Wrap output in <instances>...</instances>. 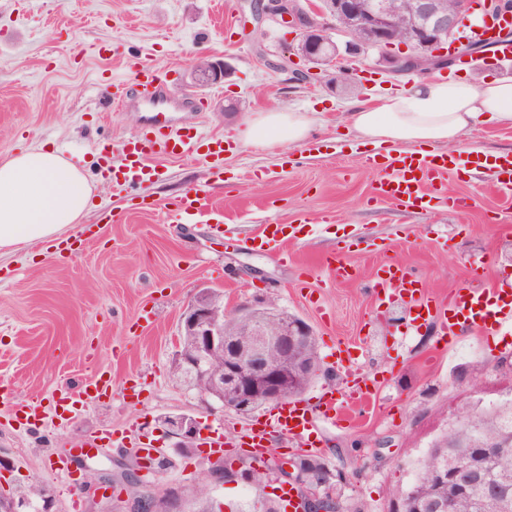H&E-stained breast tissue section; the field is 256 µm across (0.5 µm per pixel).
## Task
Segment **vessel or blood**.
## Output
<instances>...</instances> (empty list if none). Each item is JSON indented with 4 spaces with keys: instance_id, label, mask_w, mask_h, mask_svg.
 <instances>
[{
    "instance_id": "obj_1",
    "label": "vessel or blood",
    "mask_w": 512,
    "mask_h": 512,
    "mask_svg": "<svg viewBox=\"0 0 512 512\" xmlns=\"http://www.w3.org/2000/svg\"><path fill=\"white\" fill-rule=\"evenodd\" d=\"M119 108H142L146 111L144 131L128 141L121 155L120 165H113L108 147H100L97 168L101 173L119 177L131 185L150 181L157 171L152 166L153 157L161 155L195 158L206 155L217 160L224 153V142L220 139H205L199 135L172 134L173 115L185 109L198 108L200 95L192 92L177 93L169 86L168 73L158 68L151 60L144 59L133 68V82L121 85L113 97ZM368 163L380 172L374 187L376 196L401 203L407 208L425 211L433 200L432 192L441 180L454 169L477 171L493 167L496 188L502 193L512 192V155L502 156L495 163H487L479 152L470 151L457 155L443 152H401L397 155H374ZM181 219L188 224H223V212L214 206L203 190L186 192L176 203ZM286 240L284 227L280 224L265 225L261 235L255 239L256 250L265 251L281 246ZM419 291L418 282L400 267L385 264L379 267L373 293L388 298L415 299ZM439 320L443 331L451 333L459 326L488 327L497 331L512 330V286L501 288H461L442 301L420 302L411 325ZM348 394L344 402H337L334 389L327 388L320 399L327 410L333 411L335 422H343L344 406L356 405L368 400L370 389L367 379L351 369L347 372ZM111 387L108 378L96 376L82 382L80 388L71 392L62 403L66 412H74L85 401L107 394ZM283 439L310 445L313 421L306 405L298 400L283 402L277 414L268 421H253L243 431L242 438L251 448L254 458H262L268 448L272 434Z\"/></svg>"
}]
</instances>
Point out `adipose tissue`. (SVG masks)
Instances as JSON below:
<instances>
[{"mask_svg": "<svg viewBox=\"0 0 512 512\" xmlns=\"http://www.w3.org/2000/svg\"><path fill=\"white\" fill-rule=\"evenodd\" d=\"M351 131L374 144L455 149L462 136L483 125L512 126V79L465 74L415 80L376 104L358 103L346 114ZM310 112L267 110L244 131L265 147L296 143L310 133ZM93 189L82 170L47 144L0 160V256L27 245L53 242L82 223L93 208Z\"/></svg>", "mask_w": 512, "mask_h": 512, "instance_id": "adipose-tissue-1", "label": "adipose tissue"}]
</instances>
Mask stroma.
I'll use <instances>...</instances> for the list:
<instances>
[{
  "label": "stroma",
  "instance_id": "stroma-1",
  "mask_svg": "<svg viewBox=\"0 0 512 512\" xmlns=\"http://www.w3.org/2000/svg\"><path fill=\"white\" fill-rule=\"evenodd\" d=\"M299 31L256 21L244 0H0V158L47 142L96 181L97 205L70 233L78 251L38 259V246L0 257V494L46 486L52 512H90L86 469L121 472L133 449L163 450L165 478L189 484L215 454L187 455L155 428L158 418H202L223 433V456L241 465L249 454L238 430L249 418L177 386L170 367L180 315L202 290L225 308L275 301L311 325L323 377L301 396L313 413L315 447L275 439L272 454L325 456L342 472L348 512H388L389 491L406 488L435 437L462 407L512 397V338L490 330L443 335L435 322L416 331L414 309L373 297L378 266L411 270L427 295L512 284V195L493 190V172H449L447 197L430 210L374 197L379 177L365 157L387 153L355 137L344 119L356 102L373 103L404 89L413 75L361 60L347 80L328 82L296 53ZM288 57L287 71L273 62ZM226 63L228 76L197 86L188 70L197 58ZM147 58L171 69L175 91L210 96L206 109L184 112L182 130L223 137L224 159L209 163L157 157V178L138 187L99 181L90 162L100 145L137 138V110H109L113 81H127ZM293 72L310 73L306 82ZM270 108L317 111L320 121L300 143H244L247 119ZM462 150L512 152V127L468 132ZM207 190L224 212V230L183 224L171 207L188 189ZM451 197H467L460 212ZM298 227L285 252L256 251L263 225ZM347 267L350 278L337 277ZM374 379L375 406L353 408L334 425L319 396L342 388L339 351ZM112 376L109 396L59 414L62 393L100 372ZM37 404L26 424L21 409ZM109 433L91 457L89 438ZM71 473L57 475V457Z\"/></svg>",
  "mask_w": 512,
  "mask_h": 512
}]
</instances>
